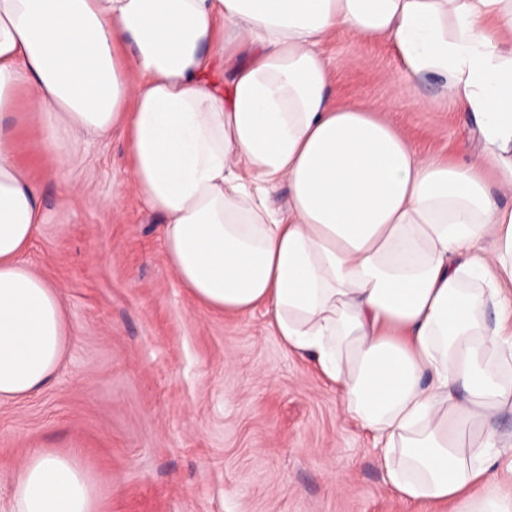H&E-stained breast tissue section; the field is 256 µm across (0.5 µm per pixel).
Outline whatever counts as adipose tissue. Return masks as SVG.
Wrapping results in <instances>:
<instances>
[{
  "instance_id": "obj_1",
  "label": "adipose tissue",
  "mask_w": 512,
  "mask_h": 512,
  "mask_svg": "<svg viewBox=\"0 0 512 512\" xmlns=\"http://www.w3.org/2000/svg\"><path fill=\"white\" fill-rule=\"evenodd\" d=\"M492 16L512 31L506 0H0V402L47 387L66 345L56 290L21 259L42 215L7 118L24 87L57 116L46 152L125 129L181 286L213 311L263 309L371 434L401 500L512 512L494 479L512 209L492 195L512 191V41ZM339 28L390 40L408 79L443 77L476 124L467 163L421 155L378 106L334 103L321 45ZM14 500L97 512L98 491L75 456L36 450Z\"/></svg>"
}]
</instances>
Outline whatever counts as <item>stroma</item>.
I'll return each instance as SVG.
<instances>
[{"instance_id": "1", "label": "stroma", "mask_w": 512, "mask_h": 512, "mask_svg": "<svg viewBox=\"0 0 512 512\" xmlns=\"http://www.w3.org/2000/svg\"><path fill=\"white\" fill-rule=\"evenodd\" d=\"M324 52L342 104L384 105L419 153L468 162L477 130L442 77L407 83L389 42L345 31ZM11 120L43 211L23 261L56 289L68 341L47 388L0 403V512L35 449L76 453L99 512H436L397 498L380 449L262 313L213 312L180 287L123 128L61 162L37 151L50 118L25 91Z\"/></svg>"}]
</instances>
